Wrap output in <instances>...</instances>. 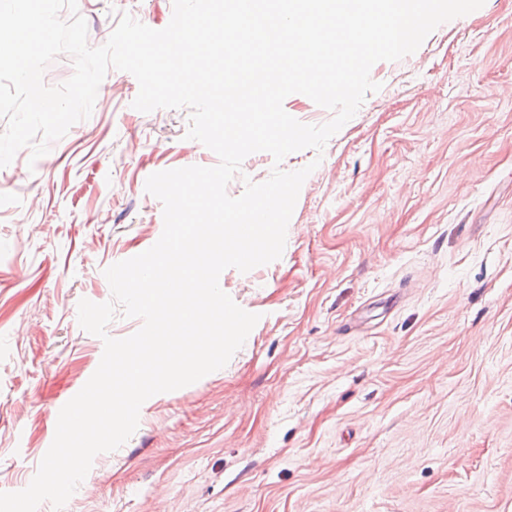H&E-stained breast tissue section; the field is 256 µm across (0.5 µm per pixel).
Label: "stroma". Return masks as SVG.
<instances>
[{"label": "stroma", "instance_id": "stroma-1", "mask_svg": "<svg viewBox=\"0 0 512 512\" xmlns=\"http://www.w3.org/2000/svg\"><path fill=\"white\" fill-rule=\"evenodd\" d=\"M88 43L172 0H78ZM323 152H256L227 186L314 171L280 259L221 289L259 321L228 364L146 400L63 512H512V0L412 54ZM109 70L91 116L0 168V492L26 488L53 415L104 345L77 319L107 267L153 246V173L213 166L190 111L133 108Z\"/></svg>", "mask_w": 512, "mask_h": 512}]
</instances>
